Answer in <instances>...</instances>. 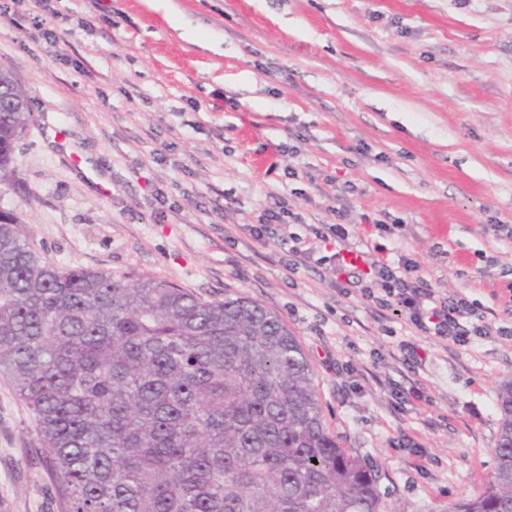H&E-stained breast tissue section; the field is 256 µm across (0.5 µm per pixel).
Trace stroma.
Masks as SVG:
<instances>
[{"instance_id": "stroma-1", "label": "stroma", "mask_w": 512, "mask_h": 512, "mask_svg": "<svg viewBox=\"0 0 512 512\" xmlns=\"http://www.w3.org/2000/svg\"><path fill=\"white\" fill-rule=\"evenodd\" d=\"M0 0V69L33 120L0 208L47 260L275 312L326 426L378 471L383 512H448L494 466L512 381V0ZM55 41L44 38L45 31ZM486 311L467 345L378 321L246 231L272 195ZM421 349L406 362L401 342ZM0 512H58L27 408L0 377Z\"/></svg>"}]
</instances>
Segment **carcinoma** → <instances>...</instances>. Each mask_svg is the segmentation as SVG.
Segmentation results:
<instances>
[{"label": "carcinoma", "mask_w": 512, "mask_h": 512, "mask_svg": "<svg viewBox=\"0 0 512 512\" xmlns=\"http://www.w3.org/2000/svg\"><path fill=\"white\" fill-rule=\"evenodd\" d=\"M31 112H0V181ZM0 375L60 512H381L378 472L325 426L278 315L149 276L60 266L0 209ZM495 466L448 512H512V382Z\"/></svg>", "instance_id": "1"}]
</instances>
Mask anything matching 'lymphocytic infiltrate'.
Listing matches in <instances>:
<instances>
[{"label": "lymphocytic infiltrate", "instance_id": "1", "mask_svg": "<svg viewBox=\"0 0 512 512\" xmlns=\"http://www.w3.org/2000/svg\"><path fill=\"white\" fill-rule=\"evenodd\" d=\"M293 214L285 198H277L261 208L258 221L248 232L257 242L283 248V264L296 269L320 250H330L335 276L334 285L345 295H360L381 312L398 303L409 311V321L417 331L464 344L470 337L490 335L492 327L484 314L478 313L460 295L441 297L420 273L417 261L399 256L385 257L382 244L371 242L365 248L354 247L350 232L343 224L311 227L310 238L290 232Z\"/></svg>", "mask_w": 512, "mask_h": 512}]
</instances>
